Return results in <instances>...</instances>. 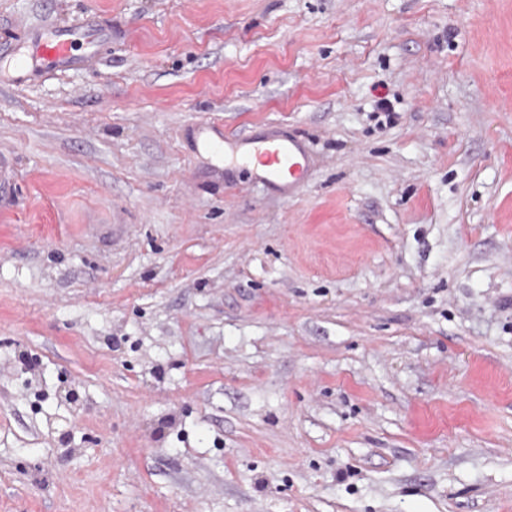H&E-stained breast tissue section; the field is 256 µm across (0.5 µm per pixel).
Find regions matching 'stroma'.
<instances>
[{
    "label": "stroma",
    "instance_id": "1",
    "mask_svg": "<svg viewBox=\"0 0 512 512\" xmlns=\"http://www.w3.org/2000/svg\"><path fill=\"white\" fill-rule=\"evenodd\" d=\"M0 512H512V0H0ZM308 140L290 198L194 143ZM9 37L11 58L1 65V79L28 84L56 71L88 67L112 45V23L86 16L76 22L45 20L38 26L19 24Z\"/></svg>",
    "mask_w": 512,
    "mask_h": 512
}]
</instances>
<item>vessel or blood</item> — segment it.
<instances>
[{"label":"vessel or blood","instance_id":"1","mask_svg":"<svg viewBox=\"0 0 512 512\" xmlns=\"http://www.w3.org/2000/svg\"><path fill=\"white\" fill-rule=\"evenodd\" d=\"M112 43L109 22L84 17L75 22L45 20L22 26L8 43L11 58L0 66V78L28 84L44 75L89 66ZM202 152L225 174L269 186L281 197L293 196L310 175V154L296 134L270 128L261 138L228 135L211 123L199 126Z\"/></svg>","mask_w":512,"mask_h":512}]
</instances>
